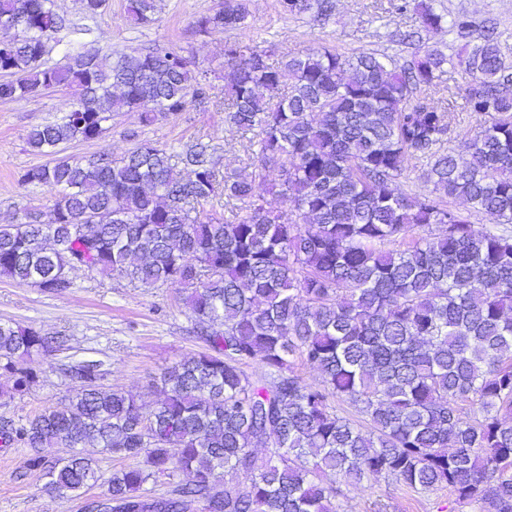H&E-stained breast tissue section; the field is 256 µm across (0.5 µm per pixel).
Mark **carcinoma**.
I'll use <instances>...</instances> for the list:
<instances>
[{
    "mask_svg": "<svg viewBox=\"0 0 512 512\" xmlns=\"http://www.w3.org/2000/svg\"><path fill=\"white\" fill-rule=\"evenodd\" d=\"M277 6L324 19L336 8ZM155 10L156 0H127L136 24ZM414 10L422 28L441 27L427 0ZM247 14L245 0H222L196 27L241 29ZM18 16L23 24L8 26ZM67 25L53 0H0V100L79 96L26 133L49 161L21 182L46 187L50 205L0 224V277L57 295L79 268L139 288L181 285L205 348L164 371V397L149 408L101 384L102 361L67 365L77 384L68 405L0 424V443L32 449L29 469L46 471L61 497L106 487L111 512H341L342 486L364 480L446 488L474 512H512V49L494 28L457 57L471 78L464 108L484 117L462 154L445 146L456 105L423 96L446 73L436 49L400 63L314 46L273 63L265 49L225 41L224 111L259 139L252 171L220 179L203 143L57 157L100 137L116 112L136 111L147 126L211 90L191 58L165 49L106 62L87 48L45 65ZM414 160L426 161L433 194L395 188ZM220 195L245 214L201 215ZM451 199L494 226H475ZM64 343L0 321V398L27 393L39 359ZM298 359L320 382L296 373ZM253 364L260 371L247 373ZM334 398L364 423L338 414ZM57 445L77 452L48 467L44 451ZM88 445L133 464L106 475L80 452ZM181 473L189 479L165 494L146 488Z\"/></svg>",
    "mask_w": 512,
    "mask_h": 512,
    "instance_id": "1",
    "label": "carcinoma"
}]
</instances>
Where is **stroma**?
Instances as JSON below:
<instances>
[{"label":"stroma","instance_id":"1","mask_svg":"<svg viewBox=\"0 0 512 512\" xmlns=\"http://www.w3.org/2000/svg\"><path fill=\"white\" fill-rule=\"evenodd\" d=\"M403 2L336 0L335 12L322 20L311 13L284 18L276 0H247L245 29L203 34L197 32L195 21L217 8L220 0H157L154 21L141 25L127 21L126 0H107L93 16L83 12L80 0H54L55 10L71 26L58 33L59 43L46 55L47 64L63 62L66 50L91 42L105 55L129 48L175 50L215 72L208 102L190 101L184 112L149 126L141 124L138 113H114L98 139L68 143L62 155L82 161L103 153L118 157L141 139L174 153L202 142L210 145L219 175L248 173L249 146L256 134L237 130L225 120L224 82L217 76L224 64L225 41L268 49L275 62L312 45L348 55L375 51L399 60L429 47L455 57L465 35L445 28L421 30L417 15L403 9ZM433 7L447 19L469 15L494 28L501 42L512 46V0H433ZM412 31L417 39L401 42V34ZM76 103L65 90L21 102L0 101V224L48 206L42 187L21 182L27 170L46 162L27 146L25 134L33 126L57 121ZM72 278L74 286L64 295L0 278V321L67 338L62 349L51 353L50 365L36 386L14 400L0 401V422L19 424L45 409L66 405L74 384L60 374L61 365L90 358L104 362V386L153 405L161 396L162 372L201 351V342L190 331L182 288H139L118 274L102 277L83 270L73 272ZM29 454L20 446L0 447V512H88V503L101 496L99 485L76 496H58L47 488L41 471L28 469ZM343 493V512H471L444 489L418 494L396 483L368 482L344 487Z\"/></svg>","mask_w":512,"mask_h":512}]
</instances>
